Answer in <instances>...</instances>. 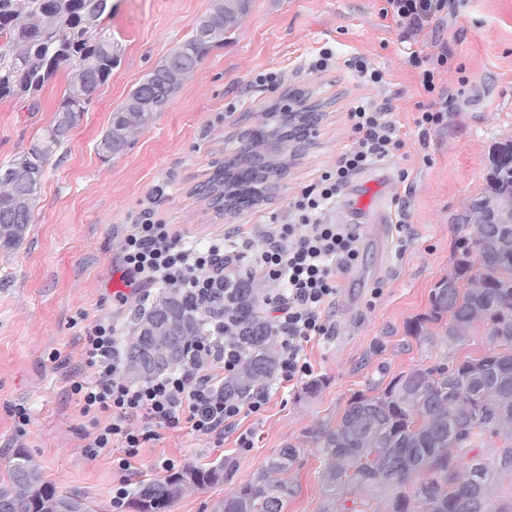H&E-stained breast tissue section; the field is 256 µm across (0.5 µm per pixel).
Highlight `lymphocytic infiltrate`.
<instances>
[{"label":"lymphocytic infiltrate","instance_id":"lymphocytic-infiltrate-1","mask_svg":"<svg viewBox=\"0 0 512 512\" xmlns=\"http://www.w3.org/2000/svg\"><path fill=\"white\" fill-rule=\"evenodd\" d=\"M458 7L459 0H385L381 9L402 41L414 40L426 29L432 34L433 54L409 55L420 71L422 90L430 97L415 120L426 132L442 126L454 109L455 95L440 86L438 78L448 64L441 32ZM347 118L351 144L316 182L292 197L286 218L270 216L262 250H254L250 231L241 226L204 244L189 240L175 225L157 220L152 206H143L136 224L123 237L117 268L127 290L115 293V301L126 303L131 293L149 299L151 288L159 285L201 296L223 286L238 261L249 260L252 276L276 286L265 304L271 309L279 342L277 385H295L310 377L312 365L305 348L333 336L328 313L336 304L338 279L358 258L355 229L331 223L327 211L354 174L404 146L389 105L360 98L351 103ZM75 324L80 328L86 371L71 380L69 390L80 414L93 421L85 455L110 454L120 473L112 487L113 512H124L130 495L127 475L134 470L143 444L159 430L186 428L220 444L225 427L260 413L270 400L266 387L244 399L225 393L224 378L241 356L228 337H205L175 370L130 382L124 378L128 361L111 317L82 313Z\"/></svg>","mask_w":512,"mask_h":512}]
</instances>
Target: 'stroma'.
Returning <instances> with one entry per match:
<instances>
[{"instance_id":"obj_1","label":"stroma","mask_w":512,"mask_h":512,"mask_svg":"<svg viewBox=\"0 0 512 512\" xmlns=\"http://www.w3.org/2000/svg\"><path fill=\"white\" fill-rule=\"evenodd\" d=\"M213 0H112L106 24L119 49L110 80L98 87L79 113L66 144L54 155L41 182L32 224L23 243L0 249V483L17 451L27 453L45 481L83 495L91 512H112V484L119 474L112 459L88 458L82 436L90 422L69 395V380L81 368V344L70 321L76 313L114 314L125 336H133L138 297L116 307L121 286L116 261L127 225L135 223L155 187L159 219L200 241L224 236L235 224L253 227L255 249L265 246L270 213L285 214L289 199L331 168L351 142L346 113L360 97L389 101L404 147L354 175L330 212L332 222L356 223L359 200L383 204L392 215L407 211L402 232L385 246L360 235L359 257L341 275L332 313L331 338L311 342L307 357L321 394L299 400L298 388L273 393L264 411L224 430L223 445L188 431L160 430L145 443L130 485L160 477V460L181 467L231 459L234 482L186 495L171 512H213L238 483L261 472L288 444L301 446L298 466L283 479L292 489L287 512H317L322 498L324 452L310 433L337 421L348 400L374 383L439 361L446 346L418 343L409 324L428 313L434 285L452 270L456 226L485 188L495 142L512 135V0H463L444 33L448 68L443 85L456 93L468 77L444 125L420 139L417 105L426 101L410 50L426 42L401 43L384 0H251L250 12L223 45L213 49L171 97L164 111L133 134L119 154L98 147L112 114L135 86L173 48L189 37ZM329 47L327 71L310 72L305 62ZM361 56L382 70L385 83L361 82L347 59ZM275 70L284 88H300L326 103L329 119L302 160L290 168L268 201L230 219L214 212L193 187L217 160L236 149L232 131L259 122L274 95L253 83L255 73ZM61 73L41 93L37 106L0 100V167L29 149L54 118L67 86ZM235 111H227V104ZM379 298H372L373 289ZM25 405L27 433L15 438L8 409ZM253 445L239 447L240 434Z\"/></svg>"}]
</instances>
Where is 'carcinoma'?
<instances>
[{
	"label": "carcinoma",
	"mask_w": 512,
	"mask_h": 512,
	"mask_svg": "<svg viewBox=\"0 0 512 512\" xmlns=\"http://www.w3.org/2000/svg\"><path fill=\"white\" fill-rule=\"evenodd\" d=\"M249 8V0H214L196 23L209 27L213 37L200 40L192 33L112 113L103 137L112 140L109 153L122 152L135 130L164 111L208 52L238 29ZM110 15L112 10L98 8L97 0H0V33L9 36L0 50V100L18 98L35 105L43 88L70 70L45 134L0 169V226L11 228L0 235L1 248L22 243L45 166L68 140L94 90L112 76L117 52L105 47L112 34L103 25ZM486 182L483 195L469 206L468 222L458 225L453 271L431 290L429 312L409 327L420 341L442 336L448 356L355 394L336 423L312 431V441L326 455L325 496L318 512H365L350 499L359 491L387 497L388 512H512V223H501L502 212L512 211V136L495 144ZM254 187L255 179L247 175L228 184L225 193L249 205ZM171 296L177 300L173 314L189 317L192 324L163 339L176 350L167 368L179 366L193 342L211 335V323L220 321L223 335L241 350L239 369L250 376L244 386L228 378L224 391L245 398L273 376L275 336L254 279L239 276L233 288H213L201 297L169 288L164 298ZM432 325L438 333L431 332ZM478 327L489 338L488 350L456 357ZM147 344L139 335L129 343L131 370L143 360ZM493 438L504 440L496 455L469 457ZM300 455L296 445L279 449L262 473L218 501L214 512H285L290 487L272 475L288 472ZM234 475L235 465L227 458L187 464L140 482L131 504L135 512H167L184 496L183 479H191L199 491L222 486ZM61 499L87 506L82 496L44 482L23 452L13 455L8 482L0 485V512H48V505Z\"/></svg>",
	"instance_id": "1"
}]
</instances>
